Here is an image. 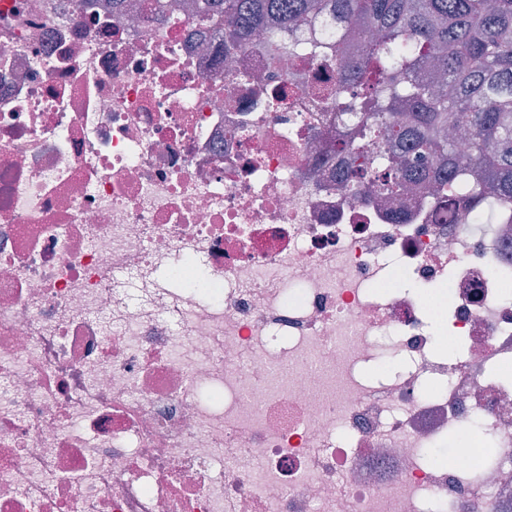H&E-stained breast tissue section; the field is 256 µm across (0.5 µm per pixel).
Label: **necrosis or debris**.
I'll use <instances>...</instances> for the list:
<instances>
[{"instance_id": "4bbe7bcc", "label": "necrosis or debris", "mask_w": 512, "mask_h": 512, "mask_svg": "<svg viewBox=\"0 0 512 512\" xmlns=\"http://www.w3.org/2000/svg\"><path fill=\"white\" fill-rule=\"evenodd\" d=\"M280 38L0 10V512H512V206L338 187Z\"/></svg>"}]
</instances>
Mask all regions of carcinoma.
<instances>
[{"label": "carcinoma", "instance_id": "cac0c4a2", "mask_svg": "<svg viewBox=\"0 0 512 512\" xmlns=\"http://www.w3.org/2000/svg\"><path fill=\"white\" fill-rule=\"evenodd\" d=\"M196 16L241 51L275 20L360 28L363 57L336 53L334 145L353 195L404 198L428 185L448 204L469 191L475 220L512 204V0H193Z\"/></svg>", "mask_w": 512, "mask_h": 512}]
</instances>
